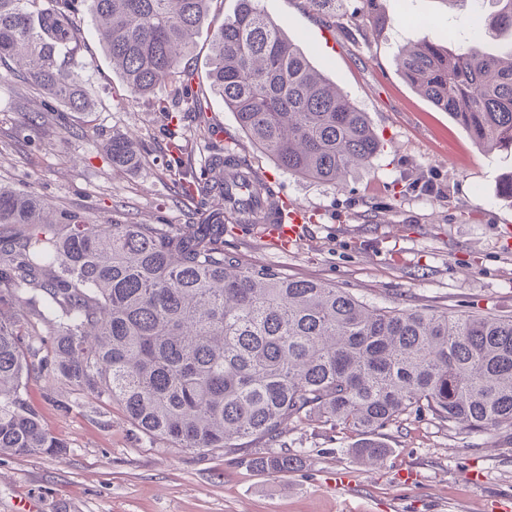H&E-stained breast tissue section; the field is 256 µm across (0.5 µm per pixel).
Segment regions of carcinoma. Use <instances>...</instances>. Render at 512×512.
<instances>
[{
	"label": "carcinoma",
	"mask_w": 512,
	"mask_h": 512,
	"mask_svg": "<svg viewBox=\"0 0 512 512\" xmlns=\"http://www.w3.org/2000/svg\"><path fill=\"white\" fill-rule=\"evenodd\" d=\"M112 69L131 96L169 83L190 99L195 131L210 133L205 90L182 61L210 0H89ZM236 0L210 42L208 91L224 100L250 141L291 175L338 184L379 140L365 113L336 91L264 10ZM486 33H512V0H486ZM84 43L75 0H0V63H10L58 105L89 112L79 73ZM508 60L475 38L433 42L396 57L407 82L449 113L482 149H512ZM113 165L139 160L112 136ZM229 147L209 146L185 174L200 224H97L34 192L0 184V455L61 457L66 445L26 398L51 372L101 403H120L149 439L192 451L281 441L283 425L311 417L362 435L358 457L388 452L379 430L425 410L482 432L512 426V318L374 307L317 280L245 268L224 254V216L208 210L257 170ZM46 335L35 333L38 325ZM299 459L287 448L253 459L271 474Z\"/></svg>",
	"instance_id": "cac0c4a2"
}]
</instances>
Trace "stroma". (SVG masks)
Wrapping results in <instances>:
<instances>
[{"instance_id":"35a3bbf8","label":"stroma","mask_w":512,"mask_h":512,"mask_svg":"<svg viewBox=\"0 0 512 512\" xmlns=\"http://www.w3.org/2000/svg\"><path fill=\"white\" fill-rule=\"evenodd\" d=\"M313 66L364 112L380 138L371 161L335 185L288 174L240 129L223 99L209 96L214 142L235 145L275 176L312 217L301 238L280 245L256 224L229 225L224 250L244 266L295 280L336 284L366 304L433 308L452 315L512 316V249L499 239L512 225V152L477 147L447 113L435 110L395 64L401 45L460 46L481 35L472 5L446 0H336L329 18L306 0H261ZM78 17L85 44L80 73L95 95L81 114L46 104L21 74L0 65V182L105 224L197 223L171 143L187 161L207 155L191 136L193 117L170 85L130 98L99 45L86 0ZM178 119L158 112L159 101ZM43 117L24 123L25 110ZM142 145L136 167H113L105 144L115 134ZM433 181L440 194L426 195ZM27 399L67 446L63 457L0 456V512H512V427L481 433L421 411L383 429L389 453L372 464L354 454L355 432L318 418L288 423L285 442L300 462L285 475L251 459L254 441L224 454L149 440L118 403L104 406L48 373L32 375ZM70 402L62 410L61 402Z\"/></svg>"}]
</instances>
